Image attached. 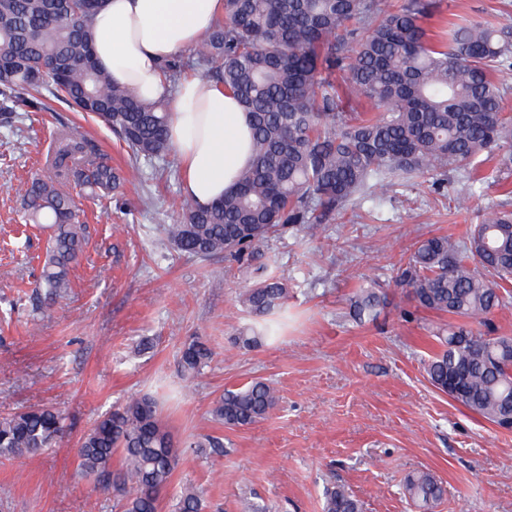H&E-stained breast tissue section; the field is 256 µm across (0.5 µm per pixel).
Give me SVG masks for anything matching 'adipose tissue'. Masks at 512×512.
Returning a JSON list of instances; mask_svg holds the SVG:
<instances>
[{
    "mask_svg": "<svg viewBox=\"0 0 512 512\" xmlns=\"http://www.w3.org/2000/svg\"><path fill=\"white\" fill-rule=\"evenodd\" d=\"M223 12L224 0H105L92 21L99 67L142 100H169V138L184 188L202 204L233 189L249 163V117L209 81L194 78L169 90L160 65L194 46Z\"/></svg>",
    "mask_w": 512,
    "mask_h": 512,
    "instance_id": "adipose-tissue-1",
    "label": "adipose tissue"
}]
</instances>
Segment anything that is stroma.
<instances>
[{"mask_svg": "<svg viewBox=\"0 0 512 512\" xmlns=\"http://www.w3.org/2000/svg\"><path fill=\"white\" fill-rule=\"evenodd\" d=\"M433 37L464 18L512 27V0H439ZM92 138L112 166L132 163L104 125L54 101L43 112L0 111V417L47 404L65 417L55 447L0 458V512H118L112 494L79 472V439L133 395L160 401L177 465L160 496L173 512L180 489L199 488L203 512H323L327 487L344 486L363 512H417L406 477L434 473L445 485L433 512H512V432H504L435 389L423 369L449 318L417 308L396 278L418 240L467 237L478 215L512 210V173L497 186L433 172L386 196L365 193L327 219L316 237L293 230L259 248L292 288V319L276 342L237 339L251 317L239 301L252 269L179 253L162 228L180 220L183 173L175 152L156 180L147 165L118 193L65 186L88 227L71 287L52 312H36L49 233L23 224L25 191L44 174L54 129ZM379 281L388 300L372 320L353 321L348 300ZM201 340L213 358L191 382L180 352ZM277 391L260 422L229 428L210 409L225 390L255 380ZM219 437L223 453L190 441Z\"/></svg>", "mask_w": 512, "mask_h": 512, "instance_id": "35a3bbf8", "label": "stroma"}]
</instances>
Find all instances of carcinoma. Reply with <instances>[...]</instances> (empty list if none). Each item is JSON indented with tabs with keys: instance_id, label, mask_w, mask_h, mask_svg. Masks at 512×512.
<instances>
[{
	"instance_id": "1",
	"label": "carcinoma",
	"mask_w": 512,
	"mask_h": 512,
	"mask_svg": "<svg viewBox=\"0 0 512 512\" xmlns=\"http://www.w3.org/2000/svg\"><path fill=\"white\" fill-rule=\"evenodd\" d=\"M104 0H63L56 14L47 0H0V110L41 112L49 96L112 129L135 161L155 165L168 149V102L144 104L100 69L92 51V19ZM432 0H224L192 53L164 63L176 87L187 70L233 95L249 113L253 160L235 191L210 206L179 198L181 220L164 227L180 253L243 262L273 237L299 227L314 234L325 219L366 190L384 196L398 173L419 178L455 171L478 181L483 154L512 171V116L507 90L494 73L512 67V27L468 22L431 42ZM374 104V116L361 111ZM46 174L26 191L23 221L51 230L38 283L46 310L70 288L69 272L84 242L70 181L110 196L127 181L100 157L78 128L52 136ZM512 211L498 210L457 241L430 236L416 243L401 269L419 307L458 319L441 329L442 349L424 362L429 382L494 425L512 418V336L472 328L512 304ZM288 277L265 274L240 294L246 311L264 318L245 327L244 345L274 341L284 323ZM386 293L375 286L351 299L356 320L376 317ZM212 360L194 341L181 351L185 380ZM279 402L276 389L253 380L228 389L211 415L228 427L263 420ZM64 430L54 407L0 417V458H21L53 447ZM81 472L121 494V512H159L177 452L157 401L132 396L100 418L78 442ZM122 467L112 470L114 456ZM405 490L429 512L446 495L429 471L407 476ZM175 512H201V497L181 488ZM323 512H362L343 486L326 490Z\"/></svg>"
}]
</instances>
